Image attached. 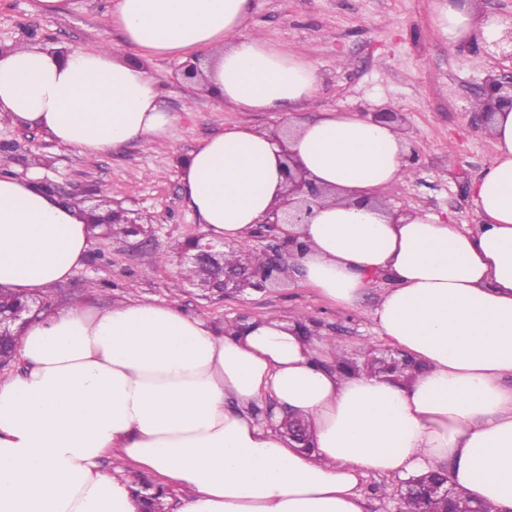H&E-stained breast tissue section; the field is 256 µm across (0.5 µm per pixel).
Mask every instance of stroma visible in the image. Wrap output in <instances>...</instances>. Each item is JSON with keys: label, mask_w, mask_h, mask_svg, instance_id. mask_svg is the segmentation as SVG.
Returning <instances> with one entry per match:
<instances>
[{"label": "stroma", "mask_w": 512, "mask_h": 512, "mask_svg": "<svg viewBox=\"0 0 512 512\" xmlns=\"http://www.w3.org/2000/svg\"><path fill=\"white\" fill-rule=\"evenodd\" d=\"M105 4L71 0L66 14L47 16L36 11L35 0H0V44L39 40L79 48L107 42L122 48L120 32L102 25ZM432 5L433 0H254L248 25L273 45L313 61L320 108L401 113L415 176L390 195L389 206L433 213L468 229L480 221L470 187L494 152L471 103L494 62L474 57L467 46H449L433 25ZM182 66L171 57L150 64L164 87L167 110L178 116L164 148L129 143L88 156L0 119V154L14 176L37 177L86 212L104 189L114 205L153 218L150 246L132 249L116 238H93L84 265L67 282L38 294V301L50 311L76 303L96 309L129 300L172 304L217 327L269 312L285 319L302 316L316 335L342 342L347 359L365 364L382 346L365 312L377 305L385 279L367 290L360 308L344 310L292 274L262 291L224 295L197 288L183 276L180 245L202 231L183 203V161L224 128L248 121L273 131L281 121L271 112L224 109L208 93L188 91Z\"/></svg>", "instance_id": "obj_1"}]
</instances>
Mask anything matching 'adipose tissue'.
Returning a JSON list of instances; mask_svg holds the SVG:
<instances>
[{
	"label": "adipose tissue",
	"instance_id": "adipose-tissue-1",
	"mask_svg": "<svg viewBox=\"0 0 512 512\" xmlns=\"http://www.w3.org/2000/svg\"><path fill=\"white\" fill-rule=\"evenodd\" d=\"M251 0H112L124 47L0 51V116L99 155L166 143L177 120L157 57L200 60L208 92L238 112H276L277 140L242 122L207 138L181 169L186 207L208 238L244 243L282 200L285 153L337 199L285 230L289 259L327 303L366 316L416 361L392 380L335 366L343 348L266 314L217 328L174 306L126 302L32 316L19 373L0 377V512H138L131 467L184 492L178 512H363L360 483L437 468L463 496L512 512V107L491 126L495 154L471 186L481 222L463 230L378 207L413 174L402 136L357 112H318L312 61L250 33ZM449 45L502 35L471 0H434ZM92 234L45 187L0 173V286L34 295L81 267ZM301 416L311 450L289 447L253 408ZM111 457L112 471L100 462Z\"/></svg>",
	"mask_w": 512,
	"mask_h": 512
}]
</instances>
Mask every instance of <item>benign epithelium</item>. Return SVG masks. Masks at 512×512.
<instances>
[{"mask_svg": "<svg viewBox=\"0 0 512 512\" xmlns=\"http://www.w3.org/2000/svg\"><path fill=\"white\" fill-rule=\"evenodd\" d=\"M509 21L504 36L492 43H483L478 55L482 58H501L512 61V15L506 17ZM477 100L482 102V108L476 111L480 116L483 130H488L491 118L501 105L512 106V74L502 75L493 70L487 72ZM286 194L282 204L283 216L273 213L271 217L258 224L259 232L278 240L272 252L267 254V263L264 266L254 264L247 255H242L236 266L224 265V248L222 241H214L207 235L200 233L188 238L183 249V256L187 263L203 264L210 268L211 275L202 283L212 294H224L229 290L240 291L244 288L263 289L267 284L276 280V273L285 267L298 249L295 237L286 235L281 229L283 224H305L307 218L313 213V208L321 206L328 198L329 192L307 179L295 164L287 166ZM90 224H125L127 233L124 243L131 248H141L152 233V216H128L124 209H114L104 215L89 213ZM43 306L33 298L21 299L9 309L0 308V337L14 335L13 329H22L29 322L27 315L31 312H40ZM285 435L297 444L299 448L310 447V439L306 426L301 421L288 419V430ZM398 496L401 498L413 497L425 502L427 500L440 501V512H482L480 505L462 497L453 488L448 486L447 476L435 471L429 475L405 481L400 484Z\"/></svg>", "mask_w": 512, "mask_h": 512, "instance_id": "obj_1", "label": "benign epithelium"}]
</instances>
